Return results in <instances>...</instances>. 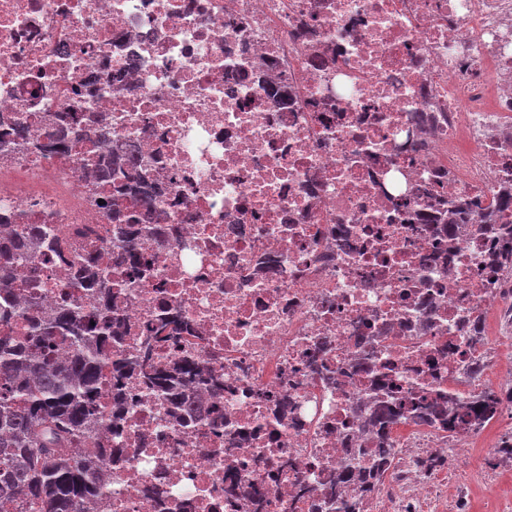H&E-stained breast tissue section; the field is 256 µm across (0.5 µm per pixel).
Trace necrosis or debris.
<instances>
[{
  "label": "necrosis or debris",
  "mask_w": 512,
  "mask_h": 512,
  "mask_svg": "<svg viewBox=\"0 0 512 512\" xmlns=\"http://www.w3.org/2000/svg\"><path fill=\"white\" fill-rule=\"evenodd\" d=\"M17 124L31 147H4ZM130 153L158 188L140 279L109 228L141 202L94 176ZM0 222L67 251L19 268L18 333L89 252L113 359L162 314L160 361L209 380L188 425L136 376L103 387L123 410L88 442L120 451L95 512H326L381 448L358 512H443L436 474L484 472L421 408L486 391L512 328V0H0ZM379 384L403 411L382 432Z\"/></svg>",
  "instance_id": "1"
}]
</instances>
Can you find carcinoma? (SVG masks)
<instances>
[{
	"mask_svg": "<svg viewBox=\"0 0 512 512\" xmlns=\"http://www.w3.org/2000/svg\"><path fill=\"white\" fill-rule=\"evenodd\" d=\"M99 171L104 178L123 175L117 185L141 198L142 206H152L155 191L139 171L107 160ZM59 252L60 244L47 230L35 226L30 237L0 236V498L30 502L40 512H87L100 493V461L83 448L97 422L118 424L119 416L105 414L100 404L103 369L112 363L105 349L121 321L112 316V288L97 276L95 259L87 256L76 269L80 284L98 288L100 307L95 318H86L82 307L63 302L51 322L33 324V334L13 336L4 331L16 317L9 302L12 265L32 241ZM113 254L119 265H129L143 277L150 266L140 260L135 239L127 225L113 228ZM174 333L163 320L155 336L145 339L139 359L116 364V377L137 369L145 383L164 393L170 388L172 372L190 386L197 381L195 362L185 359L175 369L159 368L153 357V338ZM66 345L70 352L57 358L54 349ZM499 399L486 393L470 406L468 417L480 426L497 414ZM393 454L379 449L378 459L362 471L363 480L377 481Z\"/></svg>",
	"mask_w": 512,
	"mask_h": 512,
	"instance_id": "carcinoma-1",
	"label": "carcinoma"
}]
</instances>
